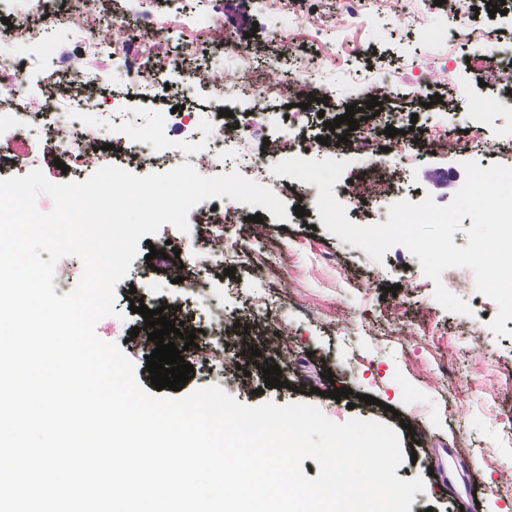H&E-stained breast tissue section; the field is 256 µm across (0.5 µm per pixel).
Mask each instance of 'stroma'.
<instances>
[{"label":"stroma","instance_id":"stroma-1","mask_svg":"<svg viewBox=\"0 0 512 512\" xmlns=\"http://www.w3.org/2000/svg\"><path fill=\"white\" fill-rule=\"evenodd\" d=\"M92 3L94 27L81 42L58 31L60 55L76 54L85 42L102 41L107 32L126 38L136 23L135 0H124L126 22L118 29L108 25L114 0ZM224 23L231 39L207 57L215 71L235 66L243 46L265 48L271 30L289 25L288 19L270 15L265 0H224ZM491 53L490 46L468 40L463 24L451 23L446 6L435 5L434 0H407L400 21L375 18L365 28L337 36L335 67L315 78L316 83L335 87L334 104L320 114L283 102L268 104L253 128L251 151L266 167H273L275 159L265 154V145L281 139L289 121H296L298 130L308 136L324 137L327 122L353 104L362 116L360 130L378 151L361 157L342 144L324 152L325 157L349 162L333 187L347 218L361 225L384 223L390 206L401 200L419 203L430 198L449 204L464 183V162H477L484 169L494 163L512 167V89L504 83L479 84L485 76L479 63ZM166 78L171 94L147 100L134 95L124 62L113 63L107 80L95 91L97 117L106 121L109 138L150 140L164 154L170 142L184 137L181 123L186 113H196L198 124L205 125L216 119L220 108L236 114L252 109L251 101L243 98L220 103L209 88L190 83L181 72L167 71ZM388 84L398 92L381 99L388 116L382 125L371 118L366 93L380 92ZM420 85L444 95V103L422 106L413 94ZM475 109L488 117L482 146L437 153L419 149L409 166L388 150L391 139L384 133L385 125L407 130L412 140L436 127L458 134L464 130L466 113ZM119 110L132 112V120L109 125L111 113ZM138 112L154 113L156 123L141 126L134 118ZM59 119L52 109H17L0 116V150H13L22 136L50 137ZM390 170L399 174L394 188L359 204L353 183L361 173ZM283 200L291 210L284 221L270 211L235 204L237 219L258 214L263 223L259 236L246 246L245 257L236 259L231 277L198 239L196 226L208 202L195 206L190 232L163 225L150 244L140 245L127 275L117 284L116 312L98 321V336L118 346L133 363L140 385L150 388L145 357L153 345L145 335L131 336V329L144 322L141 314L130 311L127 296L135 294L152 310L178 307L180 316L201 330L196 346L183 353L194 367L187 390L216 384L251 406L268 400L279 405L307 401L337 423L354 417L380 421L398 431L405 460L397 477L425 480L410 512H460L471 506L478 512H512V320L505 324L506 335H495L488 324L498 312L496 303L477 293L474 285L456 288L446 274L444 286L472 309L468 315L447 311L434 297L433 281L405 246L394 245L382 261H374L326 231L315 201L299 198L292 190ZM297 205L305 207L307 218L293 215ZM170 246L179 249L180 262L203 269L201 292L169 283L148 266L145 257L150 249ZM391 286L396 294H388ZM261 296L267 299L276 330H269L254 313V302ZM215 305L224 309L219 336L210 334L206 316ZM474 327L483 328V335H471ZM253 347L263 360L278 364L283 387H267L258 368L247 378L239 374L236 360ZM333 387L349 389L348 399L327 397ZM368 395L374 404L365 403ZM412 425L417 428L413 434L408 431ZM450 448L462 455L468 483L451 486L441 477ZM480 455L486 461L478 466L473 459Z\"/></svg>","mask_w":512,"mask_h":512}]
</instances>
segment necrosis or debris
Returning <instances> with one entry per match:
<instances>
[{"instance_id":"4bbe7bcc","label":"necrosis or debris","mask_w":512,"mask_h":512,"mask_svg":"<svg viewBox=\"0 0 512 512\" xmlns=\"http://www.w3.org/2000/svg\"><path fill=\"white\" fill-rule=\"evenodd\" d=\"M209 4L205 18H198L188 10L185 0H169L164 17H157L149 6L138 11L141 39H130L121 44H87L78 55L57 56L51 43H44L43 55L50 59L49 67L43 68L42 80L48 88H56L61 73H68L71 85L63 95L51 94L43 99L23 96L25 69L12 63L0 64V112L23 107L39 112L51 107L62 110L67 120L60 124L52 139L46 140L45 149H66L72 165L88 162L96 148L104 142L103 126L89 119V112L95 111L96 103L88 96L89 88L98 84L111 71L115 60H123L132 73L141 95L154 98L162 95L165 88L161 80L163 72L159 55L170 31L180 29L186 34L191 45L221 46L227 40L224 29L223 0H207ZM301 0H266L269 11L278 16L291 18L293 25L287 33L277 34L275 57L293 63L292 71L277 82L267 81L263 69L255 61L250 49H242L237 66L225 69L221 79L213 88L220 97L250 98L261 102L267 99H288L306 92L324 96L332 95L328 85L314 86L307 82L306 74L314 68L332 65L331 41H321L319 49H312L301 40L302 30L316 32L324 28V19L317 13H306L300 7ZM261 117L260 111L244 116L237 127L227 129L223 124L214 125L205 141L188 136L187 142L193 147L192 162L198 172H205L210 163L225 160L227 155L241 156L248 153L250 131Z\"/></svg>"}]
</instances>
